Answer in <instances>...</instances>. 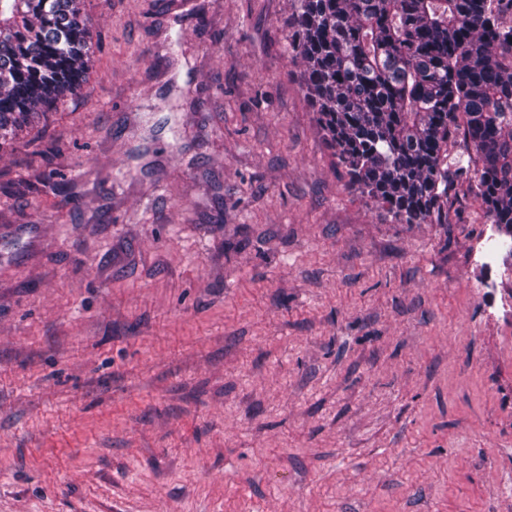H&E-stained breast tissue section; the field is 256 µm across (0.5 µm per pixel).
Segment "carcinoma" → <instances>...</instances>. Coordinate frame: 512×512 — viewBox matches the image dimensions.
I'll return each instance as SVG.
<instances>
[{"label": "carcinoma", "mask_w": 512, "mask_h": 512, "mask_svg": "<svg viewBox=\"0 0 512 512\" xmlns=\"http://www.w3.org/2000/svg\"><path fill=\"white\" fill-rule=\"evenodd\" d=\"M292 5L288 48L350 185L398 224L446 223L464 186L512 240V0ZM95 48L85 0H0L1 151L81 94Z\"/></svg>", "instance_id": "cac0c4a2"}]
</instances>
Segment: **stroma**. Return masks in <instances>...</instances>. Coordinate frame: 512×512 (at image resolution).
Instances as JSON below:
<instances>
[{
    "mask_svg": "<svg viewBox=\"0 0 512 512\" xmlns=\"http://www.w3.org/2000/svg\"><path fill=\"white\" fill-rule=\"evenodd\" d=\"M171 2L87 0L86 93L0 155V512H512L478 203L351 188L291 0Z\"/></svg>",
    "mask_w": 512,
    "mask_h": 512,
    "instance_id": "obj_1",
    "label": "stroma"
}]
</instances>
